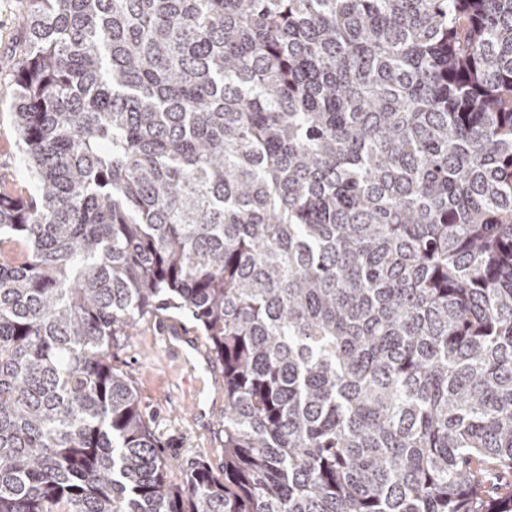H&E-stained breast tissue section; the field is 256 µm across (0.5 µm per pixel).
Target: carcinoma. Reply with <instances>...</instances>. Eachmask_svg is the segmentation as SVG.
Listing matches in <instances>:
<instances>
[{
    "mask_svg": "<svg viewBox=\"0 0 512 512\" xmlns=\"http://www.w3.org/2000/svg\"><path fill=\"white\" fill-rule=\"evenodd\" d=\"M0 512H512V0H27ZM184 311L224 470L112 341Z\"/></svg>",
    "mask_w": 512,
    "mask_h": 512,
    "instance_id": "obj_1",
    "label": "carcinoma"
}]
</instances>
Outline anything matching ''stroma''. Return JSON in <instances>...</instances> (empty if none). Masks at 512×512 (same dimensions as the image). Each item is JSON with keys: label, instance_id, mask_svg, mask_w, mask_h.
<instances>
[{"label": "stroma", "instance_id": "1", "mask_svg": "<svg viewBox=\"0 0 512 512\" xmlns=\"http://www.w3.org/2000/svg\"><path fill=\"white\" fill-rule=\"evenodd\" d=\"M26 0H0V60L13 57L24 37ZM10 77L0 72V189L33 188L12 124ZM112 366L135 389L140 410L170 463L166 480L182 484L198 463L224 466V368L198 324L177 309L142 321L112 349Z\"/></svg>", "mask_w": 512, "mask_h": 512}]
</instances>
